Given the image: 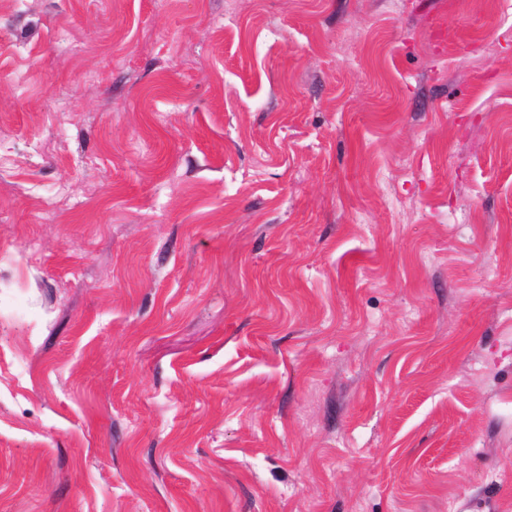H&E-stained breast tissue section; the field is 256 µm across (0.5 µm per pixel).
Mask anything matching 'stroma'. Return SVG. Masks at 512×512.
I'll return each instance as SVG.
<instances>
[{"label":"stroma","mask_w":512,"mask_h":512,"mask_svg":"<svg viewBox=\"0 0 512 512\" xmlns=\"http://www.w3.org/2000/svg\"><path fill=\"white\" fill-rule=\"evenodd\" d=\"M0 512H512V0H0Z\"/></svg>","instance_id":"35a3bbf8"}]
</instances>
